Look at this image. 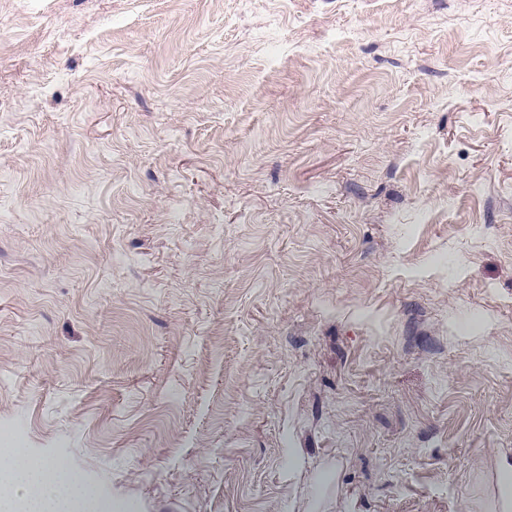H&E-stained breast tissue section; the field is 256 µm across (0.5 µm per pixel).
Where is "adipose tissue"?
I'll use <instances>...</instances> for the list:
<instances>
[{"instance_id": "adipose-tissue-1", "label": "adipose tissue", "mask_w": 512, "mask_h": 512, "mask_svg": "<svg viewBox=\"0 0 512 512\" xmlns=\"http://www.w3.org/2000/svg\"><path fill=\"white\" fill-rule=\"evenodd\" d=\"M76 493L90 495L91 490L64 462L58 461L39 466L19 475L14 471L11 456L0 457V506L13 499H30L34 506H50L51 512H65L67 499Z\"/></svg>"}]
</instances>
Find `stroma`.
<instances>
[{
	"mask_svg": "<svg viewBox=\"0 0 512 512\" xmlns=\"http://www.w3.org/2000/svg\"><path fill=\"white\" fill-rule=\"evenodd\" d=\"M136 512H491L512 0H0V428Z\"/></svg>",
	"mask_w": 512,
	"mask_h": 512,
	"instance_id": "1",
	"label": "stroma"
}]
</instances>
